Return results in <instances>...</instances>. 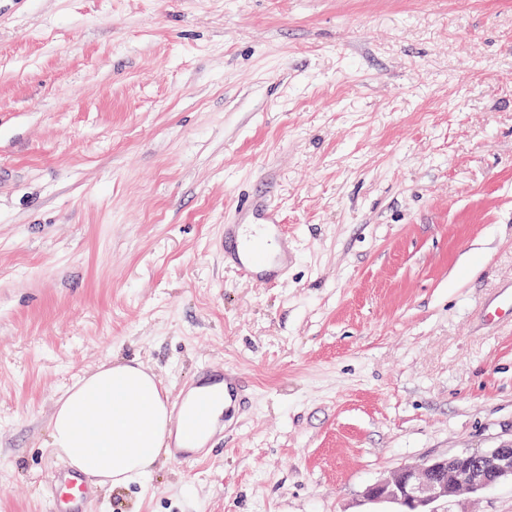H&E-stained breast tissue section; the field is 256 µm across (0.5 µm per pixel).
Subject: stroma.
I'll return each mask as SVG.
<instances>
[{"label": "stroma", "instance_id": "stroma-1", "mask_svg": "<svg viewBox=\"0 0 512 512\" xmlns=\"http://www.w3.org/2000/svg\"><path fill=\"white\" fill-rule=\"evenodd\" d=\"M263 174L297 261L245 284L220 238ZM511 285L512 0H0V512H51L50 416L108 362L252 392L91 512H373L512 440ZM512 288V287H511ZM501 288L497 296L486 306L484 316L497 321L512 323V289Z\"/></svg>", "mask_w": 512, "mask_h": 512}]
</instances>
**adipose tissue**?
I'll use <instances>...</instances> for the list:
<instances>
[{
    "mask_svg": "<svg viewBox=\"0 0 512 512\" xmlns=\"http://www.w3.org/2000/svg\"><path fill=\"white\" fill-rule=\"evenodd\" d=\"M51 446L77 473L112 487L143 480L181 433L155 375L129 364L85 373L57 401Z\"/></svg>",
    "mask_w": 512,
    "mask_h": 512,
    "instance_id": "ef3b65f1",
    "label": "adipose tissue"
}]
</instances>
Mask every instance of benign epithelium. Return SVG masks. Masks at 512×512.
<instances>
[{
  "mask_svg": "<svg viewBox=\"0 0 512 512\" xmlns=\"http://www.w3.org/2000/svg\"><path fill=\"white\" fill-rule=\"evenodd\" d=\"M507 476L512 477V443L400 467L367 486L364 498L392 503L397 512H439L434 504L446 503L463 490H486Z\"/></svg>",
  "mask_w": 512,
  "mask_h": 512,
  "instance_id": "7a95c632",
  "label": "benign epithelium"
}]
</instances>
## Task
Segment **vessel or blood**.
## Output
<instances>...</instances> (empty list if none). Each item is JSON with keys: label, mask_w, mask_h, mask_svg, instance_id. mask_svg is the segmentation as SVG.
Returning a JSON list of instances; mask_svg holds the SVG:
<instances>
[{"label": "vessel or blood", "mask_w": 512, "mask_h": 512, "mask_svg": "<svg viewBox=\"0 0 512 512\" xmlns=\"http://www.w3.org/2000/svg\"><path fill=\"white\" fill-rule=\"evenodd\" d=\"M236 210L242 220L225 225L221 241L225 265L247 284L278 281L295 263L297 255L280 211L271 201L270 191L245 199ZM484 314L500 322H512V289H501ZM242 378L240 370L226 369L219 375L223 392L203 390L193 397L181 395L172 401L171 411L183 434L182 442L171 446L172 461L187 463L202 459L204 450L198 442L204 437L217 439L223 433L224 422L215 418V408L220 405L225 413L233 412ZM46 483L52 512H87L93 492L79 474L54 470L47 474Z\"/></svg>", "instance_id": "vessel-or-blood-1"}]
</instances>
